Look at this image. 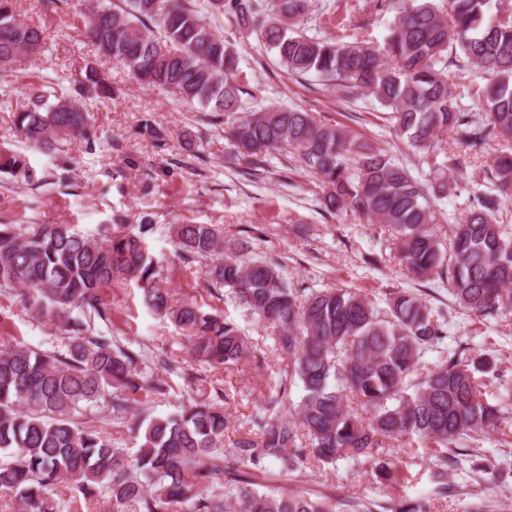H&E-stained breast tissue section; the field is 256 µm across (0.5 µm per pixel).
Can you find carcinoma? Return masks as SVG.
<instances>
[{
	"label": "carcinoma",
	"instance_id": "carcinoma-1",
	"mask_svg": "<svg viewBox=\"0 0 512 512\" xmlns=\"http://www.w3.org/2000/svg\"><path fill=\"white\" fill-rule=\"evenodd\" d=\"M83 34L123 65L141 85L166 90L224 117L228 163L258 171L274 151H296L294 162L318 178L328 213L351 211L391 237L412 275L448 283L453 303L476 317L512 314V232L496 220L500 194L512 196V0H403L384 46L304 32L314 0H87ZM258 33L290 76L313 74L346 99L374 98L392 128L430 167L420 179L377 147L324 123L306 110L243 109L249 90L224 25ZM43 30L17 20L0 0V68L33 54ZM486 83L463 108L448 77V49ZM90 98L112 96L96 67L77 79ZM89 112L72 100L51 103L40 91L16 111L14 129L35 147L72 142ZM501 144L489 169L493 187L470 190L462 220L435 233L433 202L447 198L465 163L453 146L479 157ZM0 173L37 181L25 154L0 150ZM156 225L113 224L100 240L72 224H0V288L28 289L25 306L52 317L68 333L66 350L0 344V501L17 512H61L53 487L91 498L104 491L132 512H336L326 498L272 494L254 488L252 470L265 458L293 472L309 459L333 464L343 456L374 464L377 477L397 482L399 466L385 457L395 441L425 439L439 449L448 478V449L502 420L484 397L482 378L494 360L447 354L448 314L398 290L387 308L343 288L310 290L284 276L272 255L256 258L246 239L227 238L216 224H174L175 253L204 261L216 289L271 326L285 362L276 382L274 414L256 417L223 463L224 406L207 398L181 413L145 421L141 404L166 392L143 374L142 354L104 335L90 336L86 318L106 319L103 289L133 281L146 305L177 326L195 353L224 368L261 358L239 326L175 300L167 267L148 252ZM439 351L421 369L427 351ZM302 385L298 402L288 386ZM109 399L140 438L130 455L79 425L85 407ZM370 414L358 415L354 406ZM224 486L215 492L214 485Z\"/></svg>",
	"mask_w": 512,
	"mask_h": 512
}]
</instances>
